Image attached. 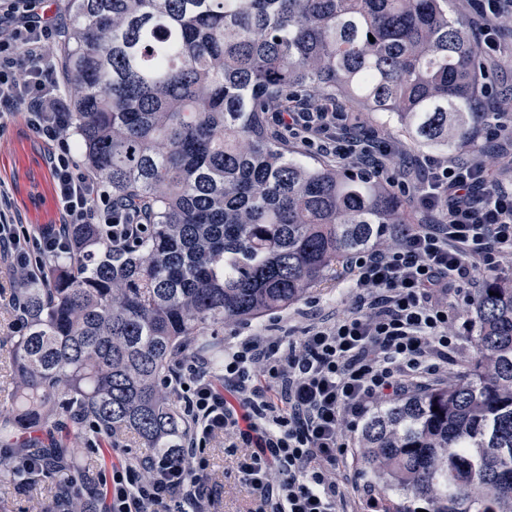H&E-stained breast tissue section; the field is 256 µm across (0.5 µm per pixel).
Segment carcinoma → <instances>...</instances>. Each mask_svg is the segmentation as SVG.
I'll return each mask as SVG.
<instances>
[{
  "label": "carcinoma",
  "instance_id": "carcinoma-1",
  "mask_svg": "<svg viewBox=\"0 0 512 512\" xmlns=\"http://www.w3.org/2000/svg\"><path fill=\"white\" fill-rule=\"evenodd\" d=\"M71 111L84 165L112 198L145 209L112 247L72 224L70 248L14 273L22 330L11 414L32 490L69 469L49 512H103L98 462L38 432L93 436L112 454L133 434L160 454L191 436L176 364L224 361V325L299 301L355 252L406 232L402 195L344 164L288 157L278 113L301 92L322 109L390 112L433 151L462 149L488 120L474 33L448 0H66ZM472 367L382 402L359 432L384 512H512V278L472 302ZM438 411H433V407Z\"/></svg>",
  "mask_w": 512,
  "mask_h": 512
}]
</instances>
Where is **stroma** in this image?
<instances>
[{
    "mask_svg": "<svg viewBox=\"0 0 512 512\" xmlns=\"http://www.w3.org/2000/svg\"><path fill=\"white\" fill-rule=\"evenodd\" d=\"M498 43V52L484 58L485 71L491 86L511 91L512 26L499 29ZM505 124V131L496 139L486 138L483 127H475L471 131L468 146L459 152L445 153V160L469 161L486 156L492 151L497 152L500 163L492 178L502 186L512 185V118L506 119ZM360 131L363 136L386 141L394 151L402 155L403 163L395 170V178L411 183L421 180V165L429 158L430 152L427 148L413 143L395 116L387 112L363 113ZM0 185L8 193L18 234L31 235L60 223L46 147L29 129L22 112L19 111L15 112L4 132L0 133ZM473 293V288L465 286L455 292L451 299V315L465 323L459 338V350L448 362V371L452 374L463 369L472 351V338L477 334V326L471 322L468 314V298ZM352 304L348 269L345 264L340 263L329 270L323 281L310 288L297 303L285 309L267 312L254 321L225 325L223 337L229 343L234 336L261 332L270 336H291L298 339L308 329L332 323L344 316ZM357 437V430H347L346 441L350 452L346 469L349 479L343 484L345 497L339 505L340 512H370L367 504L368 478L357 463ZM68 445L78 448L80 455L100 460L99 479L103 482L111 481L114 469L125 467L151 454L150 449L129 438L125 439L123 447L114 449L108 459L103 458L93 437L87 436L77 441L72 439ZM245 454V449L225 447L224 436L220 433L207 443L208 476L216 490L212 512H249L252 492L240 473V463ZM69 478V473H54L52 477L42 479L33 491L18 490L11 485L2 484L0 512H41L42 505L48 504L55 486Z\"/></svg>",
    "mask_w": 512,
    "mask_h": 512,
    "instance_id": "stroma-1",
    "label": "stroma"
}]
</instances>
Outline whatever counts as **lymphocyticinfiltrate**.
<instances>
[{"mask_svg": "<svg viewBox=\"0 0 512 512\" xmlns=\"http://www.w3.org/2000/svg\"><path fill=\"white\" fill-rule=\"evenodd\" d=\"M64 31L63 15L48 0H0V130L18 109L46 144L62 219L37 235H17L0 187V256L26 270L32 251L61 249L68 225H102L118 246L146 222L141 208L113 200L69 142L71 86L46 52ZM278 122L290 137L336 155L365 177L387 171L384 143L350 137L358 123L353 113L289 111ZM391 184L442 212L444 222L418 225L390 249L351 256L354 305L333 325L298 341L239 338L225 348L218 375L208 363L194 366L183 391L192 442L115 472L107 512H202V444L219 431L251 450L241 465L254 495L251 512H337L336 469L348 455L345 420L399 396L406 384L443 374L458 340L449 296L512 260V190L488 183L482 162L430 159L416 188L396 178Z\"/></svg>", "mask_w": 512, "mask_h": 512, "instance_id": "1", "label": "lymphocytic infiltrate"}]
</instances>
